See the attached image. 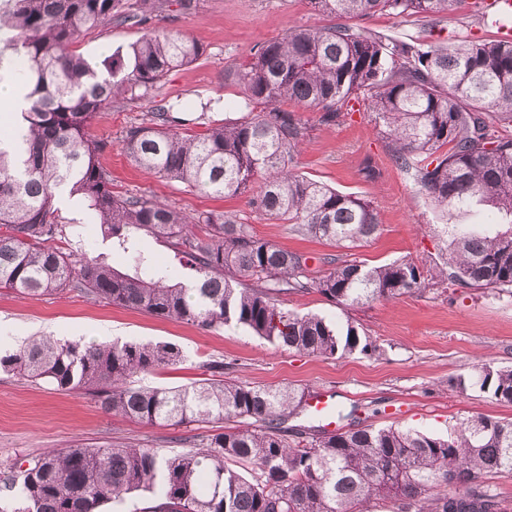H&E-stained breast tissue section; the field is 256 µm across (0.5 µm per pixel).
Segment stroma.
<instances>
[{
    "mask_svg": "<svg viewBox=\"0 0 512 512\" xmlns=\"http://www.w3.org/2000/svg\"><path fill=\"white\" fill-rule=\"evenodd\" d=\"M471 2L453 0L447 12L433 19L385 12L345 17L341 23L433 43L493 39ZM332 23L331 17L315 12L309 0H165L164 9L147 24L107 25L81 37L77 51L97 66L149 28L194 39L205 49L199 60L170 71L149 98L120 99L96 115L92 132L109 143L99 161L111 173L114 190L146 195L188 215L221 210L247 219L258 237L308 253L312 275H320L322 259L334 253V246L301 235L291 224L253 214L246 197L217 199L192 193L180 183L141 170L124 153L121 139L127 126L162 100L187 102L203 94L228 102L227 118H239L235 104L243 88L234 78L235 69L290 29ZM296 113L312 128L310 142L297 157L299 171L339 192L370 200L378 212L377 236L354 249V257L370 265L437 262L446 219L413 173L395 165L386 139L368 114L354 109L341 123L322 125L316 111L300 107ZM368 159L380 171L377 180L362 175ZM57 207L71 250L101 257L129 274L178 269L179 259L167 241L140 238L138 248L147 262L139 266L128 252L103 238L91 211L79 201L62 198ZM284 305L331 320H351L375 340L378 350L325 359L283 350L243 328L204 330L93 301L75 291L20 297L6 289H0V350L15 351L33 336L86 344L172 343L180 348L182 363L144 375L143 385L185 387L211 378L209 363L220 361L228 380L332 391L337 405L357 409L376 427L395 425L444 436L477 415L512 420V405L495 401L476 383L483 364L512 366V295L491 289L429 288L343 311L312 292L285 296ZM210 432V427L196 424L151 425L114 415L93 395L56 391L0 371V468L78 442L139 445L165 453L172 437L198 441Z\"/></svg>",
    "mask_w": 512,
    "mask_h": 512,
    "instance_id": "1",
    "label": "stroma"
}]
</instances>
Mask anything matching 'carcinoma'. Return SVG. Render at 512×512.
<instances>
[{"instance_id":"cac0c4a2","label":"carcinoma","mask_w":512,"mask_h":512,"mask_svg":"<svg viewBox=\"0 0 512 512\" xmlns=\"http://www.w3.org/2000/svg\"><path fill=\"white\" fill-rule=\"evenodd\" d=\"M451 0H310L328 16L383 12L433 18ZM161 0H4L0 79L30 87L15 133L0 138V288L26 296L77 291L204 329L243 327L288 351L324 358L374 353L351 322L299 314L281 297L316 292L341 310L451 283L512 294V137L487 114L512 122V41L407 42L345 25L295 28L262 45L235 76L243 86L239 119L193 130L219 101L155 106L123 131L122 148L143 170L214 198L246 195L262 215L351 251L377 234L372 204L301 175L295 155L311 127L288 110L345 118L350 99L387 139L395 164L450 217L484 209L498 229L444 225L435 266L412 260L367 266L344 255L310 257L254 234L247 221L207 211L187 217L144 195L112 190L98 161L107 142L91 132L118 97L149 96L172 69L199 60L186 37L148 31L100 70L74 49L100 26L142 24ZM68 189L91 210L103 237L131 253L141 235L163 238L191 275L130 276L55 245L64 237L55 199ZM182 360L170 344L86 345L35 339L0 355V369L57 391L91 393L113 414L148 424L224 421L195 450L169 456L153 448L75 444L0 472V512H99L134 492L150 497L137 512H367L386 500L395 512H504L491 476L512 474V421L474 416L448 437L396 426L352 424L326 432L288 426L305 402L292 388L204 381L147 388L136 379ZM480 390L512 404V367H481Z\"/></svg>"}]
</instances>
